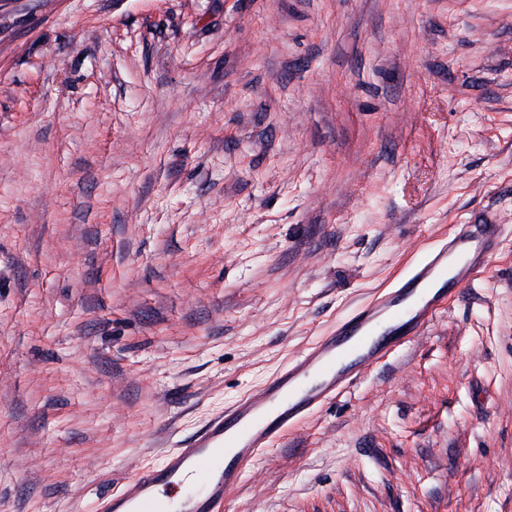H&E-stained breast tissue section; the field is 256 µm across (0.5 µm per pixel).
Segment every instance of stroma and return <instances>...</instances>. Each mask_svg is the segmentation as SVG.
<instances>
[{
	"mask_svg": "<svg viewBox=\"0 0 512 512\" xmlns=\"http://www.w3.org/2000/svg\"><path fill=\"white\" fill-rule=\"evenodd\" d=\"M477 211L225 512H512V0H0V512H92Z\"/></svg>",
	"mask_w": 512,
	"mask_h": 512,
	"instance_id": "1",
	"label": "stroma"
}]
</instances>
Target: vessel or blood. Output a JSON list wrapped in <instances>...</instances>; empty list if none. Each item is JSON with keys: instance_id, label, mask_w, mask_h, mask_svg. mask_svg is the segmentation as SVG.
Segmentation results:
<instances>
[{"instance_id": "b4317fda", "label": "vessel or blood", "mask_w": 512, "mask_h": 512, "mask_svg": "<svg viewBox=\"0 0 512 512\" xmlns=\"http://www.w3.org/2000/svg\"><path fill=\"white\" fill-rule=\"evenodd\" d=\"M500 231L490 222L456 225L394 287L358 307L258 391L212 413L119 490L100 494L94 512H224L225 493L241 484L261 452L420 335L486 271Z\"/></svg>"}]
</instances>
